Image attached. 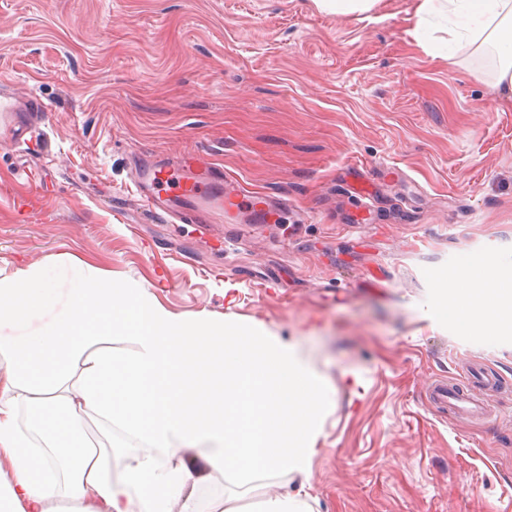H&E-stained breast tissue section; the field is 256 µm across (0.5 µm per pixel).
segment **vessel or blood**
Listing matches in <instances>:
<instances>
[{
    "label": "vessel or blood",
    "instance_id": "vessel-or-blood-1",
    "mask_svg": "<svg viewBox=\"0 0 512 512\" xmlns=\"http://www.w3.org/2000/svg\"><path fill=\"white\" fill-rule=\"evenodd\" d=\"M46 106L31 95L0 91V131L23 133L25 122L46 117ZM134 195L142 206L171 214L183 224H250L269 221L281 207L279 200L241 186L222 168L198 159L189 162L170 159L142 163L135 170ZM463 375L467 387L435 382L429 392L440 407L476 418L491 415L477 393L500 388L499 376L490 369L471 366Z\"/></svg>",
    "mask_w": 512,
    "mask_h": 512
}]
</instances>
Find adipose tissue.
<instances>
[{"instance_id":"1","label":"adipose tissue","mask_w":512,"mask_h":512,"mask_svg":"<svg viewBox=\"0 0 512 512\" xmlns=\"http://www.w3.org/2000/svg\"><path fill=\"white\" fill-rule=\"evenodd\" d=\"M448 11V53L491 45L497 86L512 94V0H423ZM60 299L50 273L0 278V327L55 309L43 327L0 336V512H316L306 475L328 402L296 343L254 324L176 315L146 288L71 269ZM439 306L460 329L512 334V273L492 260L464 268ZM133 346L116 353L114 342ZM93 421L111 437L96 449ZM221 474L224 490L202 497Z\"/></svg>"}]
</instances>
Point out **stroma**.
I'll list each match as a JSON object with an SVG mask.
<instances>
[{
  "label": "stroma",
  "mask_w": 512,
  "mask_h": 512,
  "mask_svg": "<svg viewBox=\"0 0 512 512\" xmlns=\"http://www.w3.org/2000/svg\"><path fill=\"white\" fill-rule=\"evenodd\" d=\"M419 4L0 0V86L51 109L43 151L0 138V277L50 269L64 291L80 264L298 341L330 396L317 512H512V335L436 306L469 261L512 270V99ZM175 154L289 206L212 225L213 250L131 197L136 157ZM469 363L502 378L495 421L428 400ZM322 9L331 13H364L370 11L377 0H318Z\"/></svg>",
  "instance_id": "stroma-1"
}]
</instances>
